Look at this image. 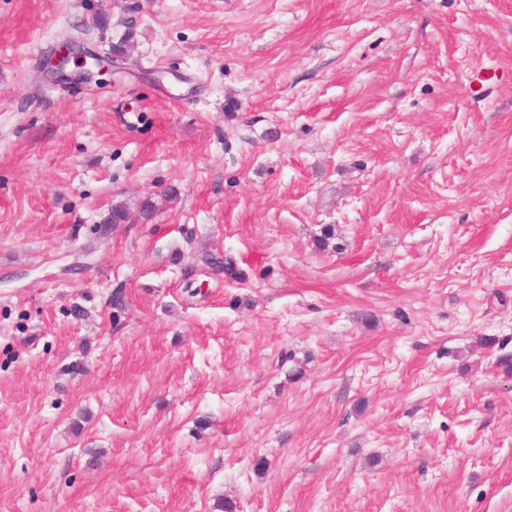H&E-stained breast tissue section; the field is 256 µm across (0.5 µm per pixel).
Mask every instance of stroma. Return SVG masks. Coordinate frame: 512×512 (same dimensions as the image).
Listing matches in <instances>:
<instances>
[{
  "label": "stroma",
  "instance_id": "stroma-1",
  "mask_svg": "<svg viewBox=\"0 0 512 512\" xmlns=\"http://www.w3.org/2000/svg\"><path fill=\"white\" fill-rule=\"evenodd\" d=\"M225 505L512 512V0H0V512ZM109 58L96 52L81 50L73 42L66 43L47 62L49 71L57 83L83 84L92 81L102 84L107 82L105 76H110ZM73 62L78 70L69 71Z\"/></svg>",
  "mask_w": 512,
  "mask_h": 512
}]
</instances>
